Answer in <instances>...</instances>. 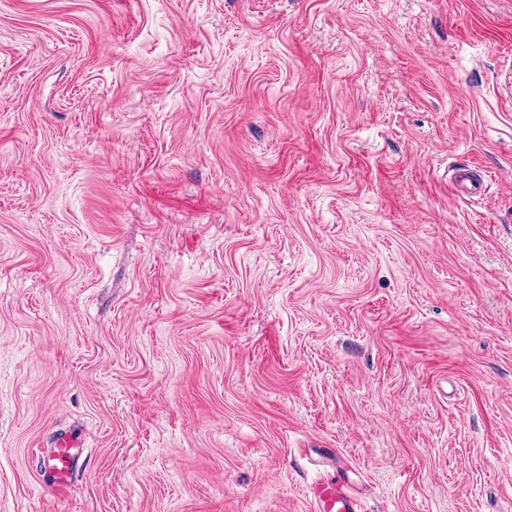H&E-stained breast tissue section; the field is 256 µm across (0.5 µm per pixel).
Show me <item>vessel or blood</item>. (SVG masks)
Listing matches in <instances>:
<instances>
[{
    "label": "vessel or blood",
    "mask_w": 512,
    "mask_h": 512,
    "mask_svg": "<svg viewBox=\"0 0 512 512\" xmlns=\"http://www.w3.org/2000/svg\"><path fill=\"white\" fill-rule=\"evenodd\" d=\"M80 447L79 436L63 433L44 460V474L57 495H67L71 489V471ZM318 464L321 472L306 488L312 512H362L363 492L350 484L346 471L328 454L321 455Z\"/></svg>",
    "instance_id": "b4317fda"
}]
</instances>
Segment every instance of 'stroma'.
Returning a JSON list of instances; mask_svg holds the SVG:
<instances>
[{
  "mask_svg": "<svg viewBox=\"0 0 512 512\" xmlns=\"http://www.w3.org/2000/svg\"><path fill=\"white\" fill-rule=\"evenodd\" d=\"M302 448L512 512V0H0V512H310ZM80 437L73 432L61 434L44 459V474L52 490L66 496L71 489V471L82 448Z\"/></svg>",
  "mask_w": 512,
  "mask_h": 512,
  "instance_id": "35a3bbf8",
  "label": "stroma"
}]
</instances>
